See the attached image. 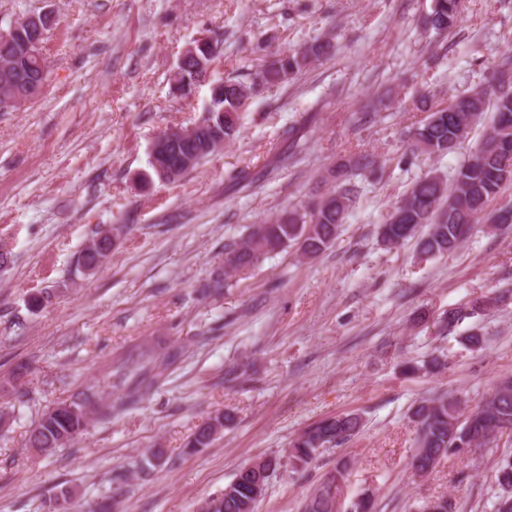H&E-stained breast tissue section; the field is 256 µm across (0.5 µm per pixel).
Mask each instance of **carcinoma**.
I'll use <instances>...</instances> for the list:
<instances>
[{
    "label": "carcinoma",
    "mask_w": 512,
    "mask_h": 512,
    "mask_svg": "<svg viewBox=\"0 0 512 512\" xmlns=\"http://www.w3.org/2000/svg\"><path fill=\"white\" fill-rule=\"evenodd\" d=\"M461 3L462 0H433L429 14L431 27L444 34L456 26L461 18ZM330 50V42H321L302 51L279 55L256 69L248 82L225 79L224 97L209 98L194 130L200 140L210 136L213 127L224 130V136L212 139L210 149L201 151L195 164H200L224 142L237 136L241 112L251 99L269 86L288 83L312 61L330 54ZM6 67L38 75L43 86L49 81L50 71L44 58L28 59L12 47L1 46L0 70ZM507 76L512 78L511 50L500 57L486 86L456 96L445 106L430 108L425 120L408 132L412 152L434 157L452 156L467 138L472 123L487 110L494 112L479 147L453 170L452 175L435 172L409 185L379 227L378 234L384 245L399 246L413 239L422 257H443L461 246L472 225L489 223L499 228L497 211L489 209V205L499 196L507 180H512V171L507 176L502 175L503 163L512 168V85L505 86ZM374 163L371 154L349 157L331 170L334 183L331 191L307 206L285 207L263 223L253 225L245 238L225 246L222 273L203 286L202 292L225 287L239 273L254 267L271 253L293 248L301 257L309 259L332 247L350 208L360 196L357 177ZM397 214L401 215V220L395 224L392 219ZM101 234L102 231H95L81 254L79 262L86 270L99 267L109 253V248L97 246ZM446 366V359L435 355L421 367L407 362L404 370L435 375ZM102 400L103 396L95 391H83L71 400L55 404L42 413L29 431L25 447L44 448L46 453L52 454L69 445L85 431L92 416L106 414ZM409 419L416 433L410 469L416 476L424 477L448 457L449 449L468 452L503 436L504 430H512V377L501 378L469 414L464 412L455 393L442 390L413 405ZM232 420L228 412L217 413L189 436L184 448L196 452L210 447L224 425ZM363 428L364 420L358 413L323 418L291 442L288 460L295 468L308 465L321 450L341 446ZM350 467V459L339 458L306 500L304 512H339L337 496ZM250 482L249 475L238 472L227 484L229 491L210 498L204 505V512H211L210 504L218 498L224 501V509L216 512H255L258 500L252 497ZM495 483L502 491L499 499L512 498L511 458L498 463Z\"/></svg>",
    "instance_id": "obj_1"
}]
</instances>
